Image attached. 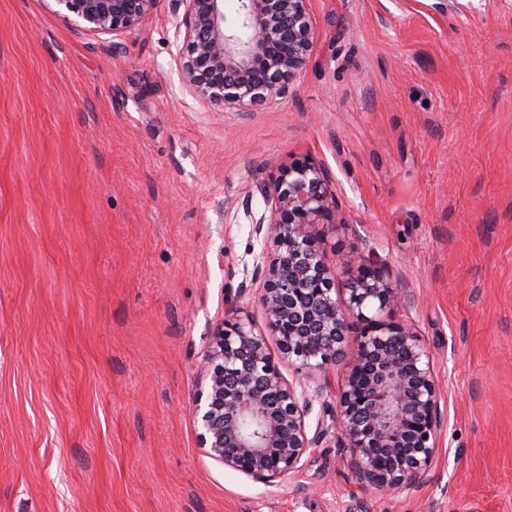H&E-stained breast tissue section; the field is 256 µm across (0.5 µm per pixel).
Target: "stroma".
<instances>
[{
    "label": "stroma",
    "mask_w": 512,
    "mask_h": 512,
    "mask_svg": "<svg viewBox=\"0 0 512 512\" xmlns=\"http://www.w3.org/2000/svg\"><path fill=\"white\" fill-rule=\"evenodd\" d=\"M310 0L291 97L227 112L182 85L170 0L93 34L0 0V512H512V0ZM308 158L342 217L340 281L389 271L436 373L426 480L360 489L330 432L267 487L216 465L190 413L224 304L270 336L253 185Z\"/></svg>",
    "instance_id": "stroma-1"
}]
</instances>
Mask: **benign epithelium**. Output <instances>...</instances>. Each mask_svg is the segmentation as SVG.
Returning <instances> with one entry per match:
<instances>
[{
	"instance_id": "7a95c632",
	"label": "benign epithelium",
	"mask_w": 512,
	"mask_h": 512,
	"mask_svg": "<svg viewBox=\"0 0 512 512\" xmlns=\"http://www.w3.org/2000/svg\"><path fill=\"white\" fill-rule=\"evenodd\" d=\"M90 32L137 30L158 0H55ZM310 0H171L184 31L176 66L183 85L226 112H253L293 92L315 41ZM265 213L252 224L275 249L256 267L258 298L281 359L327 374L355 345V359L315 429L312 396L283 377L266 338L241 319L212 332L199 366L191 419L202 455L273 487L302 470L314 448L337 431L363 485L418 486L438 452L440 394L432 364L411 328L381 313L405 303L385 269L359 258L345 287L327 264L317 224L336 223V198L324 168L302 159L255 185Z\"/></svg>"
}]
</instances>
